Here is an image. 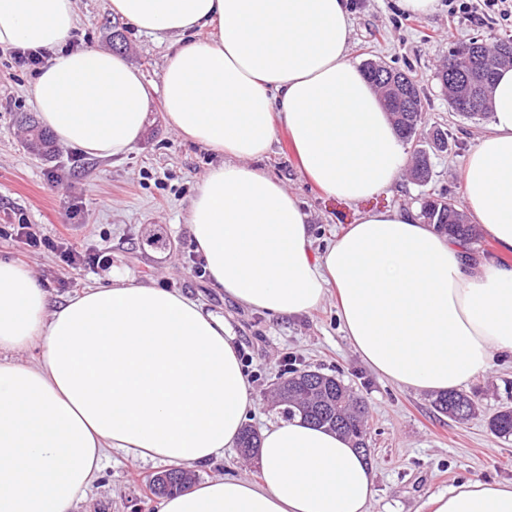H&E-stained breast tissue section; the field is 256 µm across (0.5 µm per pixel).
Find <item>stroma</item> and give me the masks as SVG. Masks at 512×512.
Returning <instances> with one entry per match:
<instances>
[{"label": "stroma", "instance_id": "35a3bbf8", "mask_svg": "<svg viewBox=\"0 0 512 512\" xmlns=\"http://www.w3.org/2000/svg\"><path fill=\"white\" fill-rule=\"evenodd\" d=\"M76 5L80 22L71 47L118 48L147 81L159 83L166 44L113 16L109 0H76ZM351 20V59L411 71L423 91L421 135L439 126L452 133L455 143L448 152L432 155L427 185L405 174L377 198L354 204L314 186L300 169L287 132L279 131L263 167L300 199L317 254L374 206L417 207L433 192L463 196L465 157L491 121L452 112L437 71L449 50L471 37H512V24L450 17L448 0H437L429 14L402 11L398 0H352ZM36 74L35 68L16 64L9 51L0 52V226L32 224L56 243L112 257L108 268L73 267L57 252L35 251L17 238L0 237V257L31 268L50 307L105 282L110 274L199 300L223 316L239 352L249 358L253 407L246 423L258 431L278 418L271 397L283 374L284 356L293 357L295 368L340 378L368 407V463L375 474L369 512H429L431 496L461 482L512 483V437L496 436L487 425L500 407L512 405L511 352L497 354L491 371L464 386V393L475 395L480 412L456 422L435 411L431 396L381 378L362 361L342 329L334 297L296 316H271L241 306L201 273L203 260L187 224L189 199L214 163L213 153L178 137L154 101L142 140L124 157L97 158L63 146L48 160L34 155L25 147L21 117L34 111ZM164 468L161 462L109 451L99 477L71 512H159L161 500L150 492L148 481ZM191 472L199 481L258 477L253 458L236 448Z\"/></svg>", "mask_w": 512, "mask_h": 512}]
</instances>
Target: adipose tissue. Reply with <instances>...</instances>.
Here are the masks:
<instances>
[{"label": "adipose tissue", "instance_id": "adipose-tissue-1", "mask_svg": "<svg viewBox=\"0 0 512 512\" xmlns=\"http://www.w3.org/2000/svg\"><path fill=\"white\" fill-rule=\"evenodd\" d=\"M167 44L161 87L124 56L65 51L74 0H0V48L51 51L32 103L65 147L122 157L152 96L167 125L219 156L188 206L218 288L254 311L307 313L335 291L355 352L429 394L464 386L512 352V268L473 264L415 209L363 215L313 255L299 198L266 172L286 128L303 173L356 202L407 164L374 86L349 56V0H109ZM489 133L469 151L464 209L512 252V68L492 85ZM37 349L36 361L14 354ZM250 378L222 316L119 278L49 307L33 271L0 258V512H70L115 449L202 465L236 447ZM258 480L227 477L166 497L160 512H369L373 473L350 440L302 417L261 433ZM431 512H512V483L465 481Z\"/></svg>", "mask_w": 512, "mask_h": 512}]
</instances>
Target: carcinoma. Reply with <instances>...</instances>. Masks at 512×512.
<instances>
[{
    "instance_id": "cac0c4a2",
    "label": "carcinoma",
    "mask_w": 512,
    "mask_h": 512,
    "mask_svg": "<svg viewBox=\"0 0 512 512\" xmlns=\"http://www.w3.org/2000/svg\"><path fill=\"white\" fill-rule=\"evenodd\" d=\"M512 50V39L485 42L476 37L448 51V59L438 72L440 84L448 97L449 107L470 116L488 111L487 101L493 82L494 68L501 64V51ZM363 69L374 86L390 103L389 114L399 135L407 144H414L423 120V100L418 83L406 73L368 61ZM30 144L48 150L49 134L32 117L25 118ZM430 153L414 149L410 176L420 185L430 178ZM422 216L446 234L466 241L478 239V225L468 222L463 204L451 195L425 197ZM437 412L450 419L464 421L476 415L475 398L460 391H451L433 401ZM275 405L285 419L301 415L305 420L328 427L347 436L354 447L368 445L367 408L361 398L333 375L316 370L293 369L281 379L275 390ZM488 427L499 437L512 436V407L503 406L488 419ZM259 436L244 428L239 442L240 452L252 454L258 448ZM192 483V474L182 467H172L153 475L152 494L168 496L182 491Z\"/></svg>"
}]
</instances>
